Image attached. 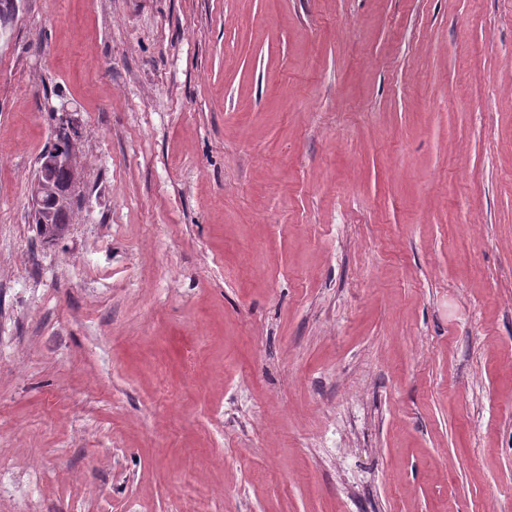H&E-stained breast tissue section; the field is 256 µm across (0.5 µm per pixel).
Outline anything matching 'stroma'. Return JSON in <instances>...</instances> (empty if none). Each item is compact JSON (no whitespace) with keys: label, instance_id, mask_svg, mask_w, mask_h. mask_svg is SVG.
<instances>
[{"label":"stroma","instance_id":"1","mask_svg":"<svg viewBox=\"0 0 512 512\" xmlns=\"http://www.w3.org/2000/svg\"><path fill=\"white\" fill-rule=\"evenodd\" d=\"M31 461L0 512H512V0H23L0 462ZM72 163V159L62 151H53L52 156L44 161L39 170L38 178L36 179L32 191V205L37 204L40 200V191L44 185L48 184L52 177L54 170L60 167H68ZM45 201L37 210H34L33 222L43 241L49 243L60 238L71 224L74 200L69 203L53 197L52 188L45 189Z\"/></svg>","mask_w":512,"mask_h":512}]
</instances>
